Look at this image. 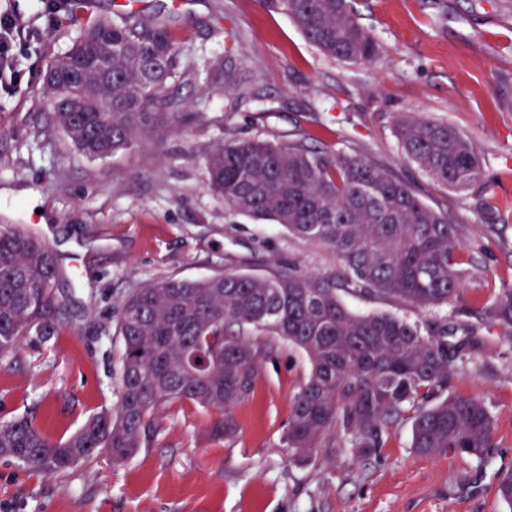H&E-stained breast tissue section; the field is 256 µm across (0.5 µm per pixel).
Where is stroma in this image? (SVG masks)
<instances>
[{"mask_svg": "<svg viewBox=\"0 0 512 512\" xmlns=\"http://www.w3.org/2000/svg\"><path fill=\"white\" fill-rule=\"evenodd\" d=\"M122 2L60 0L51 13L42 0H12L35 37L16 51L15 88L0 90V222L33 230L55 252L69 330L25 337L0 360V423L29 418L59 441L112 409L122 346L111 315L142 283L266 276L293 265L340 271L326 246L233 213L208 190L206 152L256 138L362 156L447 211L469 278L443 312L480 326L486 342L449 390L485 401L495 447L482 463L418 455L405 422L371 457L333 434L302 460L283 436L309 366L272 336L253 393L233 410L231 435L215 436L216 410L176 401L153 412L148 441L119 464L100 454L45 475L0 457V512H512L497 491L512 470V329L484 313L512 287V0H352L379 44L367 64L324 56L260 0H136L144 17L168 20L198 73L178 87L176 121L139 148L93 161L47 122L44 76L80 29L114 17ZM215 57L231 83L201 75ZM401 112L464 132L485 159L481 179L452 190L408 162L392 134ZM341 298L359 315L431 318L392 297Z\"/></svg>", "mask_w": 512, "mask_h": 512, "instance_id": "stroma-1", "label": "stroma"}]
</instances>
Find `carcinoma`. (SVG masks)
I'll return each instance as SVG.
<instances>
[{"instance_id":"obj_1","label":"carcinoma","mask_w":512,"mask_h":512,"mask_svg":"<svg viewBox=\"0 0 512 512\" xmlns=\"http://www.w3.org/2000/svg\"><path fill=\"white\" fill-rule=\"evenodd\" d=\"M280 8L323 54L370 63L375 37L351 0H261ZM165 22L132 9L81 30L46 72L45 111L85 156L104 159L140 146V135L179 116L174 88L195 69ZM393 133L405 158L438 184L477 182L483 159L446 121L396 115ZM209 190L231 210L281 225L294 238L324 245L339 274L296 266L270 276L226 272L202 280L174 275L126 294L114 332L123 353L118 402L60 441L31 420L0 423V457L40 473H61L99 452L129 459L161 405L189 401L216 409L215 432L233 430L232 411L254 390L277 336L300 348L310 373L292 398L288 448L311 459L322 440L341 434L361 456L384 447L388 430L412 421V448L478 462L494 448V418L478 396H439L465 357L482 350L470 323L432 327L391 314L356 315L339 292L400 298L425 310L458 299L465 272L456 259L457 225L414 187L359 155L260 139L226 140L204 158ZM61 275L51 248L14 224H0V357L26 336L67 330L58 313ZM485 313L512 328V288ZM459 340L448 344V337Z\"/></svg>"}]
</instances>
